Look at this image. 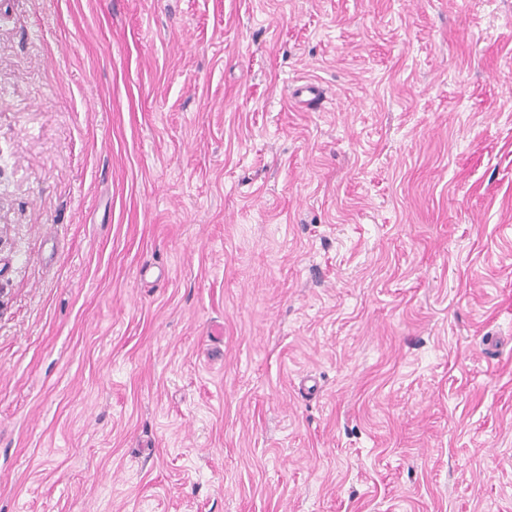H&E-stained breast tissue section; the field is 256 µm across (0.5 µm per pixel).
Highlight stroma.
<instances>
[{"instance_id":"35a3bbf8","label":"stroma","mask_w":512,"mask_h":512,"mask_svg":"<svg viewBox=\"0 0 512 512\" xmlns=\"http://www.w3.org/2000/svg\"><path fill=\"white\" fill-rule=\"evenodd\" d=\"M509 299L512 0H0V512H512Z\"/></svg>"}]
</instances>
